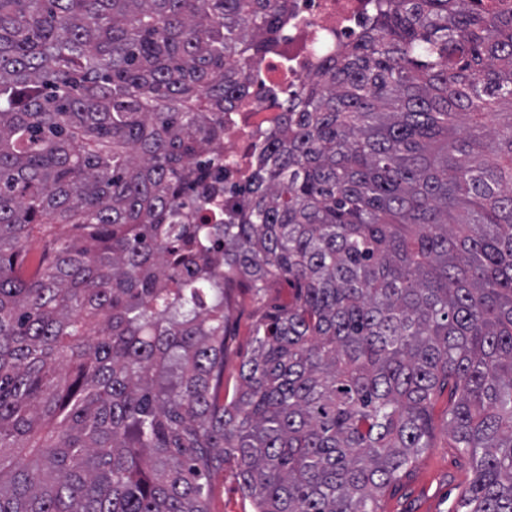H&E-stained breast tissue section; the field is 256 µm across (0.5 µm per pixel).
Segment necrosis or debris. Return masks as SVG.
<instances>
[{
  "mask_svg": "<svg viewBox=\"0 0 512 512\" xmlns=\"http://www.w3.org/2000/svg\"><path fill=\"white\" fill-rule=\"evenodd\" d=\"M376 0H291L288 19L252 74V91L226 114L219 177L225 209L237 208L252 159L271 134L284 99L325 56L335 54L372 17Z\"/></svg>",
  "mask_w": 512,
  "mask_h": 512,
  "instance_id": "4bbe7bcc",
  "label": "necrosis or debris"
}]
</instances>
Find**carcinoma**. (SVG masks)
<instances>
[{"instance_id":"cac0c4a2","label":"carcinoma","mask_w":512,"mask_h":512,"mask_svg":"<svg viewBox=\"0 0 512 512\" xmlns=\"http://www.w3.org/2000/svg\"><path fill=\"white\" fill-rule=\"evenodd\" d=\"M289 0H0V512H379L432 447L512 512V0H377L210 167ZM35 224H70L25 266ZM279 279L230 400L225 289ZM208 506L210 512H253L254 506L239 487L237 467L224 464L214 471L210 481Z\"/></svg>"}]
</instances>
